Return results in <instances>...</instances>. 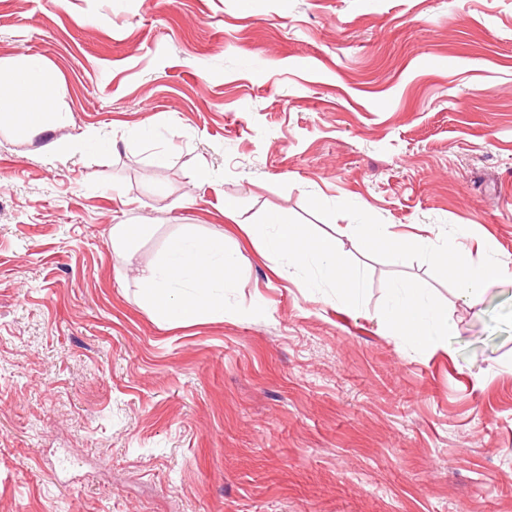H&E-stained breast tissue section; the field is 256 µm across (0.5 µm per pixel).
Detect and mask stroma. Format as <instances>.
<instances>
[{
    "label": "stroma",
    "mask_w": 512,
    "mask_h": 512,
    "mask_svg": "<svg viewBox=\"0 0 512 512\" xmlns=\"http://www.w3.org/2000/svg\"><path fill=\"white\" fill-rule=\"evenodd\" d=\"M19 55L71 148L0 127V512H512V281L468 307L350 230L512 271V0H0ZM274 215L358 297L272 270ZM187 234L237 256L224 314L161 324L131 269ZM397 281L454 336L395 335ZM152 224H116L112 227V254L117 260L129 258V245L147 235ZM353 226H361L359 230H356V243L359 246H370L374 243L392 244V248L397 251L403 248V245L396 241V237H393L392 233L384 228H381L379 224H354Z\"/></svg>",
    "instance_id": "stroma-1"
}]
</instances>
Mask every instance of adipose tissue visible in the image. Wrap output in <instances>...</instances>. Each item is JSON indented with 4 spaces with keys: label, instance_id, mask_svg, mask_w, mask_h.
<instances>
[{
    "label": "adipose tissue",
    "instance_id": "1",
    "mask_svg": "<svg viewBox=\"0 0 512 512\" xmlns=\"http://www.w3.org/2000/svg\"><path fill=\"white\" fill-rule=\"evenodd\" d=\"M46 65L42 58L25 55L0 61V123L9 124L24 139L49 135L48 149L63 152L67 146L55 139L54 131L66 123L64 114L53 111L52 93L43 84ZM460 239L418 240V247L429 260L456 278L457 296L465 304H477L485 293L508 277L503 268L487 265L465 270L455 266ZM341 243L333 237L314 236L309 225L276 223L267 244V257L276 266L294 270L316 268L345 295L356 294L361 286L358 274L339 266ZM236 269V259L223 241L176 238L166 256L157 264L138 267L134 277L141 300L162 322H188L224 311L223 289ZM383 321L396 335L410 341H423L431 333L449 337L455 325L442 308L428 307L411 289L403 285L398 302L382 314Z\"/></svg>",
    "mask_w": 512,
    "mask_h": 512
}]
</instances>
